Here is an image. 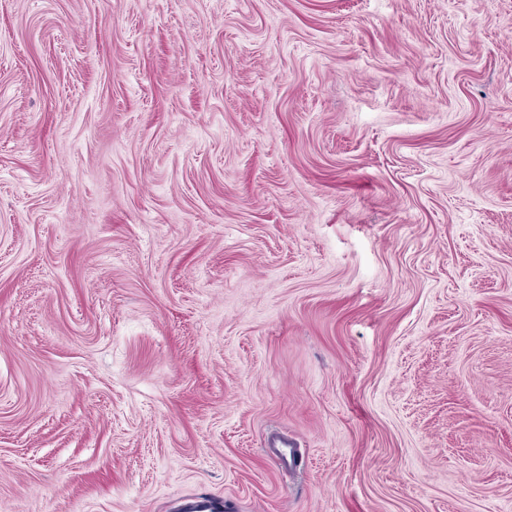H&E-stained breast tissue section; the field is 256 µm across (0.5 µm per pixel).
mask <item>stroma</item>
Returning a JSON list of instances; mask_svg holds the SVG:
<instances>
[{
	"label": "stroma",
	"instance_id": "stroma-1",
	"mask_svg": "<svg viewBox=\"0 0 512 512\" xmlns=\"http://www.w3.org/2000/svg\"><path fill=\"white\" fill-rule=\"evenodd\" d=\"M194 498L512 512V0H0V512Z\"/></svg>",
	"mask_w": 512,
	"mask_h": 512
}]
</instances>
